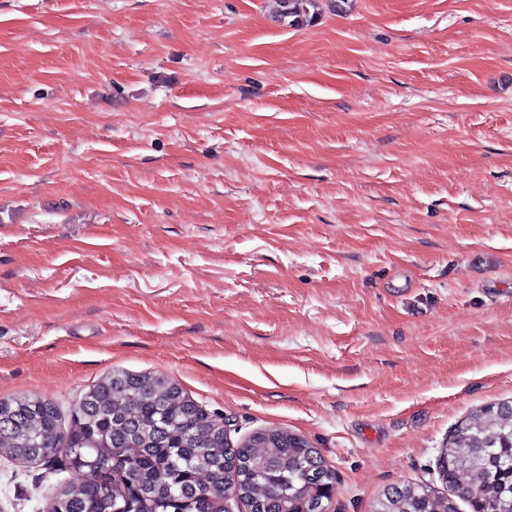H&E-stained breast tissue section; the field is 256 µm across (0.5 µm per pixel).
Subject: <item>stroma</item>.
Returning a JSON list of instances; mask_svg holds the SVG:
<instances>
[{
  "label": "stroma",
  "instance_id": "stroma-1",
  "mask_svg": "<svg viewBox=\"0 0 512 512\" xmlns=\"http://www.w3.org/2000/svg\"><path fill=\"white\" fill-rule=\"evenodd\" d=\"M274 7L0 0V398L160 374L373 512L512 400V0ZM318 0H276L280 18H288V24L297 28L309 26L315 20V13L310 12Z\"/></svg>",
  "mask_w": 512,
  "mask_h": 512
}]
</instances>
